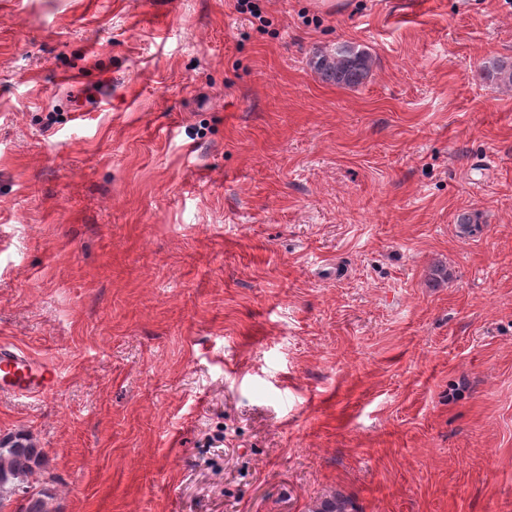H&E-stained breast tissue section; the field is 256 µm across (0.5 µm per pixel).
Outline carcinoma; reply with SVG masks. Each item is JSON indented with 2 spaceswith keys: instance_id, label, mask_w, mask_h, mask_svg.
Instances as JSON below:
<instances>
[{
  "instance_id": "obj_1",
  "label": "carcinoma",
  "mask_w": 512,
  "mask_h": 512,
  "mask_svg": "<svg viewBox=\"0 0 512 512\" xmlns=\"http://www.w3.org/2000/svg\"><path fill=\"white\" fill-rule=\"evenodd\" d=\"M311 63L324 80L338 86L357 88L371 76L374 59L367 49L341 42L328 52L315 54ZM481 76L512 85V60L493 58L484 62ZM456 223L472 235L480 230L481 217L477 212H463L457 216ZM44 464L43 451L23 435L0 442V500L8 493L25 491L28 497L23 512H45L46 490L30 491V479L43 469ZM313 512H352V504L344 497L334 496L321 501Z\"/></svg>"
}]
</instances>
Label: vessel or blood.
<instances>
[{"label": "vessel or blood", "instance_id": "b4317fda", "mask_svg": "<svg viewBox=\"0 0 512 512\" xmlns=\"http://www.w3.org/2000/svg\"><path fill=\"white\" fill-rule=\"evenodd\" d=\"M60 375L53 364L10 347H0V394L17 399L57 389Z\"/></svg>", "mask_w": 512, "mask_h": 512}]
</instances>
